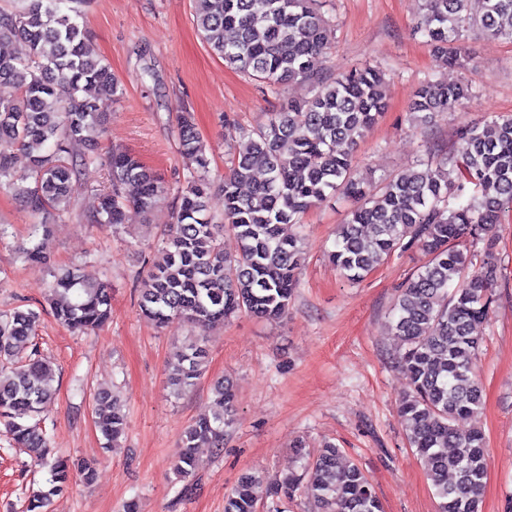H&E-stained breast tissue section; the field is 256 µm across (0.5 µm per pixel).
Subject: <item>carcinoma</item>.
<instances>
[{"label":"carcinoma","instance_id":"1","mask_svg":"<svg viewBox=\"0 0 512 512\" xmlns=\"http://www.w3.org/2000/svg\"><path fill=\"white\" fill-rule=\"evenodd\" d=\"M13 13H0V40L27 42L26 57L0 53V83L16 85L17 101H0V182L6 181L34 215L71 206L77 176L92 160L74 147L93 146L103 109L121 93L110 67L93 55L78 22L82 0H19ZM195 23L202 39L224 65L278 94L290 82H306L310 96L269 113L266 123L242 129L224 177V217L211 214L208 159L190 114L177 118L183 155L195 164L180 195L162 261L149 273L139 299L141 314L162 326L182 318L200 327L238 313L275 321L287 312L298 287L303 260L301 237L291 231L313 207L336 195L355 201L341 225L330 258L343 277L361 281L398 253L418 248L428 256L401 285L392 328L402 342L399 356L411 378L402 418L409 444L425 461L438 499L437 512H480L478 491L487 474L485 442L478 429L456 421L481 408L475 372L491 290L501 268L493 231L512 208V114L463 127L451 156L380 179L366 196L354 176V148L385 112V70L366 66L330 75L325 58L330 21L317 0H196ZM415 28L444 68L462 65V41L470 30L512 41V0H485L474 16L468 0H424ZM472 95L468 83L429 78L418 88L410 112L423 125L453 112ZM30 155L29 172L11 173L6 148ZM112 188L99 195L96 222L125 223L129 210L149 212L164 189L136 156L112 151L107 157ZM265 178H255L256 171ZM240 252H224V235ZM54 317L87 333L112 314V290L66 270L54 276ZM39 315L17 310L0 314V419L13 445L46 469L45 483L29 492L26 512H45L51 497L71 479L90 484L94 462L72 463L56 455L39 427L51 402L52 366L32 350ZM207 350L202 336L179 348L169 362L176 394L203 373ZM220 410L185 431L174 464L185 482L196 470L195 450L221 448L234 423L235 393L227 379L213 385ZM110 408L96 425L110 447L126 428L118 396H101ZM297 445L306 459L301 474L266 485V496L291 499L302 491L314 512H382L369 476L326 444L315 454ZM455 479L448 480V475ZM256 472L240 478L224 501V512H259Z\"/></svg>","mask_w":512,"mask_h":512}]
</instances>
